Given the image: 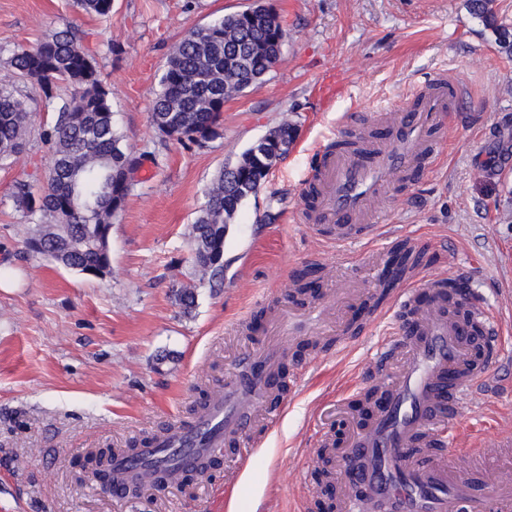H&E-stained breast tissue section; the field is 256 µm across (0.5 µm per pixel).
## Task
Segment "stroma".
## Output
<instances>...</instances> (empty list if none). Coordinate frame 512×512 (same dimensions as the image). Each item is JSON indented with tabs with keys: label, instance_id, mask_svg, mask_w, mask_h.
<instances>
[{
	"label": "stroma",
	"instance_id": "1",
	"mask_svg": "<svg viewBox=\"0 0 512 512\" xmlns=\"http://www.w3.org/2000/svg\"><path fill=\"white\" fill-rule=\"evenodd\" d=\"M251 3L112 0L102 18L74 0H0V74L17 47L78 27L109 76L114 124L141 160L112 220L110 274L33 256L30 220L11 192L20 179L44 182L51 146L40 132L52 115L35 82L21 83L36 121L25 150L0 166V512H318L319 457L337 454V427L362 413L367 359L393 323L347 332L361 304L330 283L369 284L395 241L338 249L315 236L304 198L313 155L342 134L375 129L376 106L404 109L413 85L439 70L466 91L459 117L438 132L442 158L406 172L371 221L415 241L422 273L464 274L470 296L502 326L495 385L466 408L459 447L512 428V56L468 0H273L288 31L280 60L261 84L225 101L220 136L190 146L162 137L151 111L175 45ZM283 121L296 124V142L232 224L223 283H198L191 231L208 188ZM303 268L316 269L323 286L310 301L315 314L274 335ZM189 284L197 298L186 315L175 291ZM260 309L258 331H230ZM290 341L306 349L289 364L302 385L236 483L217 466L131 497L103 489L89 451L140 448L192 423L201 392L221 390L245 356Z\"/></svg>",
	"mask_w": 512,
	"mask_h": 512
}]
</instances>
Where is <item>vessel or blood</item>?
Listing matches in <instances>:
<instances>
[{"label":"vessel or blood","instance_id":"b4317fda","mask_svg":"<svg viewBox=\"0 0 512 512\" xmlns=\"http://www.w3.org/2000/svg\"><path fill=\"white\" fill-rule=\"evenodd\" d=\"M462 106L460 87L441 72L416 88L406 112L394 115L399 129L394 141L375 140L363 156L319 152L313 168L318 197L310 214L315 234L339 247L388 235L389 225L367 223L373 205L409 169L435 166L442 149L435 133ZM447 283L442 276L399 289L393 316L406 333L407 351L399 377L389 374L390 348L369 359L375 408L370 424L350 444L363 461L350 472L354 512H367L379 501L389 503L392 512H512V492L493 481L486 492H477L451 451L453 424L472 393L486 385L488 364L502 349L486 338L484 358L476 360L471 332L484 327L487 316L476 307L469 318H460V302L447 296ZM276 385L270 359L249 362L226 380L204 417L172 426L136 455L114 457L115 490L132 480L160 479L152 463H165L173 473L219 451L228 473H241L254 449L250 436L256 422L273 428L285 412L284 404L270 401ZM172 473L161 479L173 483Z\"/></svg>","mask_w":512,"mask_h":512}]
</instances>
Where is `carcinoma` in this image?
I'll return each instance as SVG.
<instances>
[{
    "instance_id": "carcinoma-1",
    "label": "carcinoma",
    "mask_w": 512,
    "mask_h": 512,
    "mask_svg": "<svg viewBox=\"0 0 512 512\" xmlns=\"http://www.w3.org/2000/svg\"><path fill=\"white\" fill-rule=\"evenodd\" d=\"M86 14L105 17L112 0H76ZM471 12L491 30L498 46L512 55V30L497 23L490 0H469ZM276 31L235 15L224 16L194 29L170 55L159 80L151 121L163 136L181 144H201L220 135L224 101L272 70L275 59L270 41ZM81 42L77 30L53 32L33 48L19 47L0 76V164L17 154L34 124V113L19 91V83L32 80L41 89L45 107L54 120L43 130L53 145L46 187L35 192L28 180L15 183L13 198L32 220L27 244L38 257L80 273L110 264L100 239L110 234L112 193L116 175L130 166L131 150L117 132L107 79L89 52H71ZM72 88L68 97L60 88ZM288 151L256 159L245 150L235 170H220L192 227L191 242H206L209 262L192 256L199 283L224 279V266L214 257L224 253L230 225L241 206L258 194L272 168ZM398 271L415 267L420 255L399 247L394 255ZM196 286L177 291L183 313L192 312Z\"/></svg>"
}]
</instances>
